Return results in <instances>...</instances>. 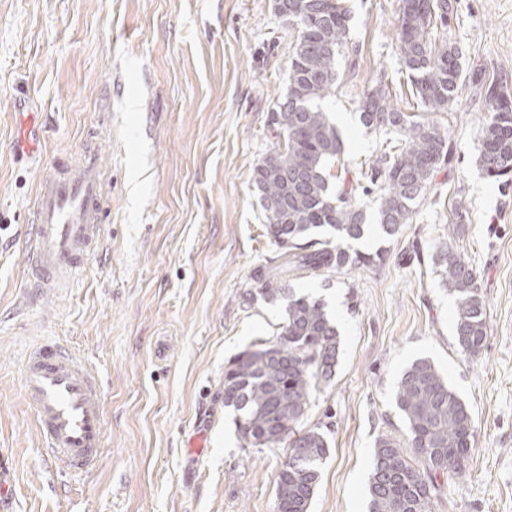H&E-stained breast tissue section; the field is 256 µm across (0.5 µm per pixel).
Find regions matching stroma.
Here are the masks:
<instances>
[{
    "label": "stroma",
    "instance_id": "1",
    "mask_svg": "<svg viewBox=\"0 0 512 512\" xmlns=\"http://www.w3.org/2000/svg\"><path fill=\"white\" fill-rule=\"evenodd\" d=\"M437 35L464 53L454 108L427 112L401 68L398 0H345L348 51L333 113L344 153L331 172L375 159L385 132L359 121L386 77L402 112L448 132L454 159L391 237L376 195L350 250L380 263L293 280L321 298L338 365L304 426L329 431L311 512H368L377 440L408 437L393 389L429 359L468 407L474 446L443 476L430 512H512V187L478 164L477 79L512 87V0H449ZM296 37L273 0H0V489L10 512H275L285 448H247L224 406V367L272 338L284 303L248 300L277 250L253 168L275 143L268 115L288 86ZM40 115L44 145L14 147L16 110ZM94 149L110 172L100 245L84 268L30 298L24 249L36 183L59 154ZM453 239L487 310L481 354L454 337L456 303L433 257ZM55 339L99 374L109 442L89 476L55 474L20 370ZM207 446L189 453L190 440Z\"/></svg>",
    "mask_w": 512,
    "mask_h": 512
}]
</instances>
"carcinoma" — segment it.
I'll return each mask as SVG.
<instances>
[{"instance_id": "obj_1", "label": "carcinoma", "mask_w": 512, "mask_h": 512, "mask_svg": "<svg viewBox=\"0 0 512 512\" xmlns=\"http://www.w3.org/2000/svg\"><path fill=\"white\" fill-rule=\"evenodd\" d=\"M399 0L396 36L402 68L418 103L430 112L450 111L465 80L462 51L446 40L433 42L434 21L446 22L448 0ZM288 27L298 30L285 96L272 108L268 126L280 143L254 168L263 200L267 234L279 253L275 265L257 270L250 299L283 300L280 331L247 349L224 367V406L233 410L241 438L251 448L287 447L275 481V512H309L330 442L320 428L300 427L320 384L335 374L339 334L325 303L283 284L291 273L365 266L382 259L349 252L346 240L364 236L367 216L356 191L379 192L376 213L382 232L393 236L407 223L410 206L431 186L435 172L452 161L447 132L420 124L394 107L379 80L362 102L360 120L372 130H393L401 142L386 143L380 156L359 170L356 184L331 181L330 165L343 153L340 133L318 102L336 89V58L349 43L351 16L342 0H274ZM485 108L478 162L485 175L512 184V90L481 81ZM442 282L455 297L454 336L461 350L481 353L487 312L472 267L444 242L436 252ZM395 403L408 428L403 445L380 438L369 476L368 512H428L438 475L467 460L473 447L469 409L435 365L425 358L402 373Z\"/></svg>"}]
</instances>
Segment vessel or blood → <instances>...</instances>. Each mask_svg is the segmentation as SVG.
Returning <instances> with one entry per match:
<instances>
[{
	"mask_svg": "<svg viewBox=\"0 0 512 512\" xmlns=\"http://www.w3.org/2000/svg\"><path fill=\"white\" fill-rule=\"evenodd\" d=\"M107 173L94 150L64 156L45 168L31 212L26 270L31 287L44 288L75 274L100 242ZM22 387L58 469L87 474L106 442L98 377L60 344L46 341L26 357Z\"/></svg>",
	"mask_w": 512,
	"mask_h": 512,
	"instance_id": "1",
	"label": "vessel or blood"
}]
</instances>
